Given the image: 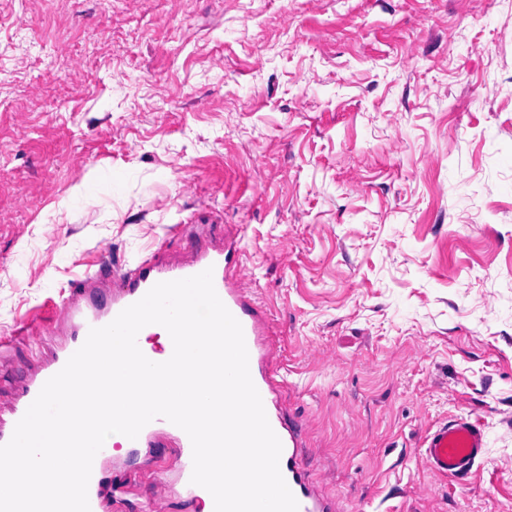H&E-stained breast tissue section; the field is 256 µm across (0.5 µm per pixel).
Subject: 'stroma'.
<instances>
[{
    "instance_id": "35a3bbf8",
    "label": "stroma",
    "mask_w": 512,
    "mask_h": 512,
    "mask_svg": "<svg viewBox=\"0 0 512 512\" xmlns=\"http://www.w3.org/2000/svg\"><path fill=\"white\" fill-rule=\"evenodd\" d=\"M185 224L238 238L331 512H512V0H0V402L18 320ZM113 461L105 512H198ZM421 448L424 462L435 475L465 476L486 458V434L478 422L460 417L429 430Z\"/></svg>"
}]
</instances>
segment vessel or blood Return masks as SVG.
<instances>
[{
	"mask_svg": "<svg viewBox=\"0 0 512 512\" xmlns=\"http://www.w3.org/2000/svg\"><path fill=\"white\" fill-rule=\"evenodd\" d=\"M212 270L213 284L220 300L242 326L249 357V371L257 388L269 424L281 441L279 460L281 474L298 502V512H324L315 484L303 462L301 431L288 424L276 400L283 378L274 363L273 350L264 341L265 314L248 292L238 284L234 273V251L229 247L197 248L184 261L168 262L153 257L132 268L114 267L110 276L101 272L87 273L75 290L57 300L44 318L21 323L17 335L39 344L48 329L66 326L64 339L53 359L18 385L10 403L9 420L0 427V445L7 443L17 422L36 399L45 382L57 374L68 359L84 344L90 329L112 322L125 308L139 301L155 284L179 280ZM171 439L178 460L177 485L181 493L193 501L207 499L203 487L192 484V444L178 426L164 418L148 423L133 440H127L128 454L154 446L160 439ZM422 457L427 467L438 476H464L487 455L486 434L475 421L460 417L429 430L421 442ZM106 454H96L88 485L90 512H101L102 490L107 481Z\"/></svg>",
	"mask_w": 512,
	"mask_h": 512,
	"instance_id": "1",
	"label": "vessel or blood"
}]
</instances>
